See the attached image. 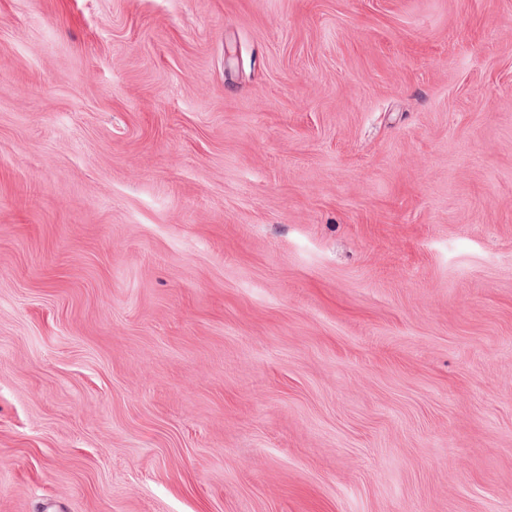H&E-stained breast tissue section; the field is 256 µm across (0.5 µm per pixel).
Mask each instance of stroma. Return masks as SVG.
Listing matches in <instances>:
<instances>
[{
    "label": "stroma",
    "mask_w": 512,
    "mask_h": 512,
    "mask_svg": "<svg viewBox=\"0 0 512 512\" xmlns=\"http://www.w3.org/2000/svg\"><path fill=\"white\" fill-rule=\"evenodd\" d=\"M0 512H512V0H0Z\"/></svg>",
    "instance_id": "stroma-1"
}]
</instances>
